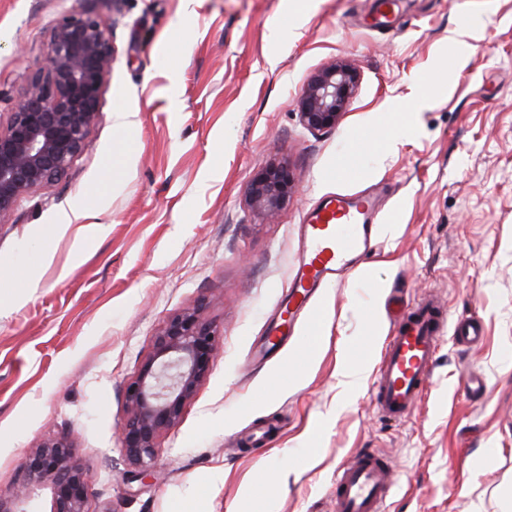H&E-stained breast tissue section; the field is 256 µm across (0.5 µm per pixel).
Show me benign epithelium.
I'll return each mask as SVG.
<instances>
[{"mask_svg": "<svg viewBox=\"0 0 512 512\" xmlns=\"http://www.w3.org/2000/svg\"><path fill=\"white\" fill-rule=\"evenodd\" d=\"M113 61L108 23L95 11L65 15L52 26L46 67L31 75L6 121L0 120V226L10 223L22 199L69 174L98 122ZM358 81V71L346 62L318 71L297 100L301 123L310 130L336 126ZM293 189L288 162L274 161L253 178L249 205L271 216ZM208 308L202 299L172 314L139 372L125 384L119 442L135 479L157 478L161 436L179 425L185 404L212 370L219 330ZM22 467L29 484L49 485L50 512H90V476L67 436L39 441Z\"/></svg>", "mask_w": 512, "mask_h": 512, "instance_id": "benign-epithelium-1", "label": "benign epithelium"}]
</instances>
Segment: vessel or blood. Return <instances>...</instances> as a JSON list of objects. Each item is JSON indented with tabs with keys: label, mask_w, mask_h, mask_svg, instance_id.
Instances as JSON below:
<instances>
[{
	"label": "vessel or blood",
	"mask_w": 512,
	"mask_h": 512,
	"mask_svg": "<svg viewBox=\"0 0 512 512\" xmlns=\"http://www.w3.org/2000/svg\"><path fill=\"white\" fill-rule=\"evenodd\" d=\"M382 209L376 194L336 193L323 197L298 227L301 255L288 283L283 318L268 332L269 344L286 341L290 325L309 315L321 288L342 280L378 240ZM454 342L478 343L476 321L445 325L432 301L402 315L375 367L372 398L379 413L409 417L431 382L444 333ZM332 512H386L396 487L392 465L379 455L359 453L334 473Z\"/></svg>",
	"instance_id": "b4317fda"
}]
</instances>
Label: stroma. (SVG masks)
<instances>
[{"mask_svg": "<svg viewBox=\"0 0 512 512\" xmlns=\"http://www.w3.org/2000/svg\"><path fill=\"white\" fill-rule=\"evenodd\" d=\"M94 9L115 59L98 124L69 176L0 226V503L24 499L25 455L67 435L92 512H330V480L356 452L399 475L388 512H501L512 491V0H0V113L46 65L63 15ZM344 61L359 73L335 127L307 130L297 98ZM121 112L135 115L118 126ZM358 173L329 174L353 147ZM290 163L273 217L254 175ZM386 189L379 243L322 289L306 352L266 356V329L298 262L297 226L323 197ZM81 218L59 228L62 213ZM402 305L433 296L480 319L445 341L412 415L382 417L376 357ZM211 303L212 370L160 439L161 480H133L117 425L123 387L172 314ZM363 372L346 392L342 364ZM486 392L464 389L468 371ZM294 189V177L288 162L279 160L257 172L249 191L250 207L260 214L272 216L287 201ZM452 329V339L456 343L464 345H472L479 342L481 333L479 325L474 320H466L465 322L451 321L448 313V329Z\"/></svg>", "mask_w": 512, "mask_h": 512, "instance_id": "stroma-1", "label": "stroma"}]
</instances>
